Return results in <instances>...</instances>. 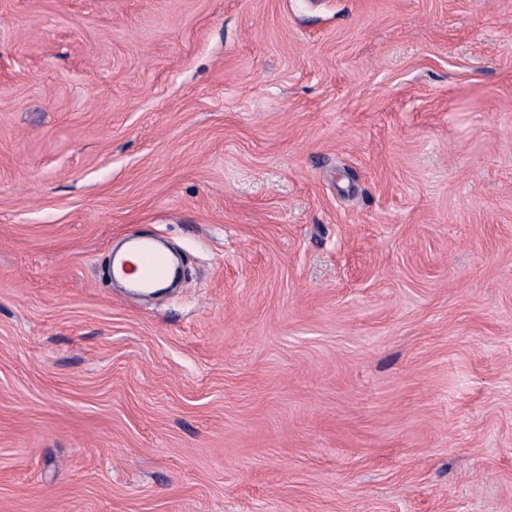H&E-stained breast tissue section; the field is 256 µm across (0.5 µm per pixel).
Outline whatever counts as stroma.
Instances as JSON below:
<instances>
[{
	"label": "stroma",
	"instance_id": "1",
	"mask_svg": "<svg viewBox=\"0 0 512 512\" xmlns=\"http://www.w3.org/2000/svg\"><path fill=\"white\" fill-rule=\"evenodd\" d=\"M0 512H512V0H0ZM135 261H129L133 274L125 279L131 281L137 278L141 284L157 285L164 283L171 277L172 269L168 258L155 248L150 242L139 243L135 254Z\"/></svg>",
	"mask_w": 512,
	"mask_h": 512
}]
</instances>
